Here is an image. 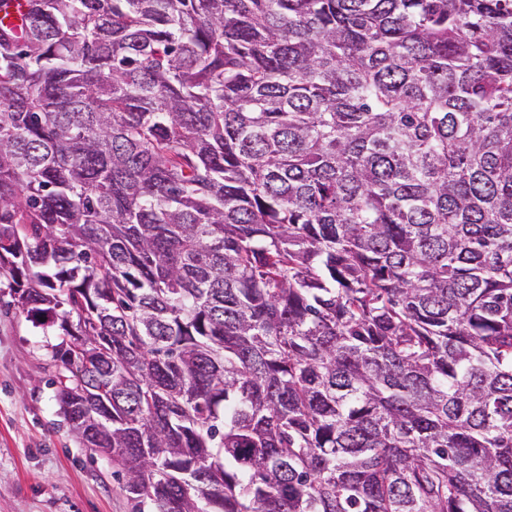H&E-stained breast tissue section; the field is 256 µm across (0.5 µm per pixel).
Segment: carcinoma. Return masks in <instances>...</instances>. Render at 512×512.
I'll use <instances>...</instances> for the list:
<instances>
[{"mask_svg": "<svg viewBox=\"0 0 512 512\" xmlns=\"http://www.w3.org/2000/svg\"><path fill=\"white\" fill-rule=\"evenodd\" d=\"M133 512H512V0H0V278Z\"/></svg>", "mask_w": 512, "mask_h": 512, "instance_id": "cac0c4a2", "label": "carcinoma"}]
</instances>
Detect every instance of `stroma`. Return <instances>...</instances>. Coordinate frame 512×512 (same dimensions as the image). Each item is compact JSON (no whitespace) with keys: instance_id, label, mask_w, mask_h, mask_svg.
I'll return each mask as SVG.
<instances>
[{"instance_id":"1","label":"stroma","mask_w":512,"mask_h":512,"mask_svg":"<svg viewBox=\"0 0 512 512\" xmlns=\"http://www.w3.org/2000/svg\"><path fill=\"white\" fill-rule=\"evenodd\" d=\"M0 295V512H132L108 458L62 422L50 379L52 348Z\"/></svg>"}]
</instances>
